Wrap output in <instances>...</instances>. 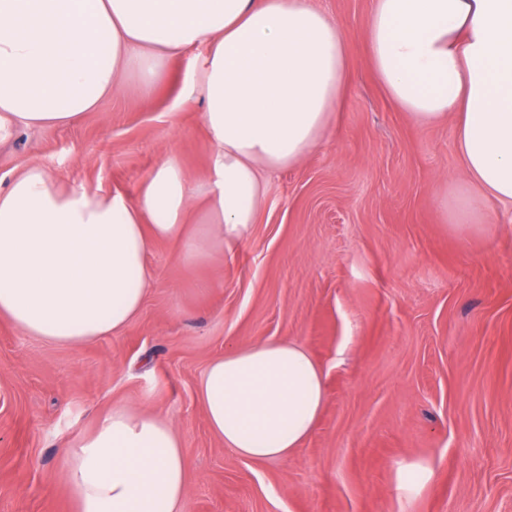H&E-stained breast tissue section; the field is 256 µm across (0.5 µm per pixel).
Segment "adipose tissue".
Segmentation results:
<instances>
[{
    "mask_svg": "<svg viewBox=\"0 0 512 512\" xmlns=\"http://www.w3.org/2000/svg\"><path fill=\"white\" fill-rule=\"evenodd\" d=\"M390 100L419 125L454 119L466 181L452 224H492L512 204V0H374L363 31ZM202 56H195V49ZM189 57V87L216 144L197 184L167 151L135 196L58 183L27 167L0 194V315L79 347L121 332L151 286L158 241L205 262L250 231L264 173L320 142L349 82L341 27L306 0H0V139L16 124L68 125L136 75L151 95ZM206 206L189 224L197 198ZM211 431L254 462L285 460L314 431L324 374L292 340L228 347L199 383ZM59 474L74 512H183L186 463L172 420L113 407L70 442Z\"/></svg>",
    "mask_w": 512,
    "mask_h": 512,
    "instance_id": "adipose-tissue-1",
    "label": "adipose tissue"
}]
</instances>
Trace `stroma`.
Returning a JSON list of instances; mask_svg holds the SVG:
<instances>
[{"label": "stroma", "mask_w": 512, "mask_h": 512, "mask_svg": "<svg viewBox=\"0 0 512 512\" xmlns=\"http://www.w3.org/2000/svg\"><path fill=\"white\" fill-rule=\"evenodd\" d=\"M343 29L351 82L298 165L273 174L249 234L196 266L152 245V287L117 335L71 347L0 319V512H74L65 447L113 407L171 418L184 512H512V206L461 233L442 207L464 177L452 121L413 123L361 41L371 0H309ZM169 62L151 100L134 77L78 121L0 139V193L30 165L62 184L135 195L167 150L204 178L203 103ZM297 340L326 404L286 460L253 462L210 430L197 386L233 343ZM434 478L416 500L402 462ZM433 476V468L423 461H412L399 471V490L406 500L420 496Z\"/></svg>", "instance_id": "1"}]
</instances>
